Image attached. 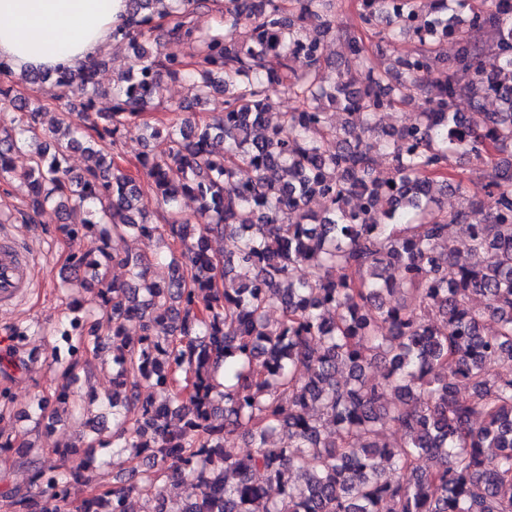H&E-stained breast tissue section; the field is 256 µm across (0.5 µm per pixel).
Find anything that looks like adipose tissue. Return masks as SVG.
Segmentation results:
<instances>
[{"instance_id": "1", "label": "adipose tissue", "mask_w": 512, "mask_h": 512, "mask_svg": "<svg viewBox=\"0 0 512 512\" xmlns=\"http://www.w3.org/2000/svg\"><path fill=\"white\" fill-rule=\"evenodd\" d=\"M127 0H0V59L14 73L79 72L112 49Z\"/></svg>"}]
</instances>
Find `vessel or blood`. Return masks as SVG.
Returning <instances> with one entry per match:
<instances>
[{
    "mask_svg": "<svg viewBox=\"0 0 512 512\" xmlns=\"http://www.w3.org/2000/svg\"><path fill=\"white\" fill-rule=\"evenodd\" d=\"M37 273L29 247L0 229V308L18 304L34 287Z\"/></svg>",
    "mask_w": 512,
    "mask_h": 512,
    "instance_id": "obj_1",
    "label": "vessel or blood"
}]
</instances>
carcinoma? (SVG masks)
Masks as SVG:
<instances>
[{
    "instance_id": "1",
    "label": "carcinoma",
    "mask_w": 512,
    "mask_h": 512,
    "mask_svg": "<svg viewBox=\"0 0 512 512\" xmlns=\"http://www.w3.org/2000/svg\"><path fill=\"white\" fill-rule=\"evenodd\" d=\"M214 2L128 0L112 39L137 62L106 110L105 55L24 76L53 80L65 101L46 129L48 105L0 82V181L15 188L0 223L35 224L50 205L81 215L58 225L77 246L61 289L92 298L69 303L55 362L112 351L97 418L112 415L119 471L99 512H166L170 482L183 512H512V0H360L356 27L335 23L336 0H224L219 23L197 28ZM328 37L342 47L331 77ZM367 37L414 48L376 65ZM167 78L185 83L184 101L164 105ZM273 94L295 107L271 122ZM419 100L425 111L379 128ZM191 104L217 116L191 121ZM161 105L168 118L144 124L145 142L165 148L140 157L139 180L117 162L123 137ZM77 151L89 163L73 176ZM455 155L483 168L484 195L449 172ZM448 192L460 207L445 208ZM129 238L166 243V281L114 248ZM377 361L379 380L366 374ZM62 378L27 418L70 410L77 378L69 366ZM154 387L164 397L143 395ZM391 423L398 437L380 440ZM240 435L243 455L229 448ZM96 443L53 449L48 470L35 466L44 449L22 444L34 481L0 492V508L65 512L78 485L108 475Z\"/></svg>"
}]
</instances>
